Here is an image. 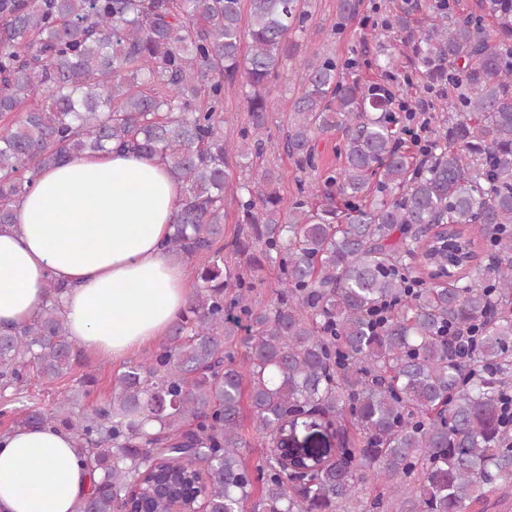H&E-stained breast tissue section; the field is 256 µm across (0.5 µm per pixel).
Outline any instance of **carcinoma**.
Here are the masks:
<instances>
[{"instance_id":"1","label":"carcinoma","mask_w":512,"mask_h":512,"mask_svg":"<svg viewBox=\"0 0 512 512\" xmlns=\"http://www.w3.org/2000/svg\"><path fill=\"white\" fill-rule=\"evenodd\" d=\"M358 6L340 0L336 26ZM429 7L423 26L411 8L386 22L428 85L457 91L430 131L429 162L402 151L406 117L385 86L316 53L283 136L311 178L286 211L280 178L256 159L271 137L269 87L306 30L303 0H0V226L42 169L115 144L168 164L182 187L168 247L208 255L168 341L126 365L110 397L12 416L11 430L64 428L99 474L75 512H119L155 480L193 484L202 512H472L512 488L501 408L512 389V0H477L464 17L450 0ZM235 85L245 149L224 140ZM331 132L342 165L318 180L316 139ZM232 156L251 177L226 242ZM264 266L278 276L266 303L254 275ZM61 292L48 281L40 312L0 331L1 397L79 360ZM471 326L463 362L448 329ZM304 416L334 425L338 448H300L297 474L280 453ZM246 418L269 448L254 468Z\"/></svg>"}]
</instances>
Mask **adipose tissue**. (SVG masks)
<instances>
[{
	"label": "adipose tissue",
	"mask_w": 512,
	"mask_h": 512,
	"mask_svg": "<svg viewBox=\"0 0 512 512\" xmlns=\"http://www.w3.org/2000/svg\"><path fill=\"white\" fill-rule=\"evenodd\" d=\"M180 197L154 157L115 150L42 170L0 229V328L31 320L51 279L86 352L117 361L167 336L193 283L166 245ZM90 486L64 429L0 437V512H74Z\"/></svg>",
	"instance_id": "obj_1"
}]
</instances>
